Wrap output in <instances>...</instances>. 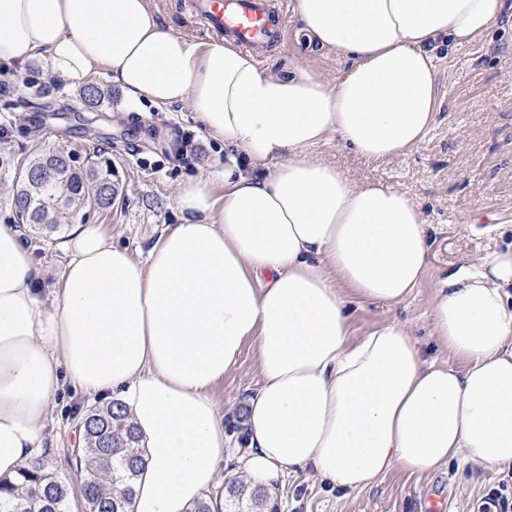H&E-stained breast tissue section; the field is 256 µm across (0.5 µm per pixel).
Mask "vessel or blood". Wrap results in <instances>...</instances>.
<instances>
[{
    "instance_id": "obj_1",
    "label": "vessel or blood",
    "mask_w": 512,
    "mask_h": 512,
    "mask_svg": "<svg viewBox=\"0 0 512 512\" xmlns=\"http://www.w3.org/2000/svg\"><path fill=\"white\" fill-rule=\"evenodd\" d=\"M207 29L229 36L243 48H262L272 41L288 15L286 0H192Z\"/></svg>"
}]
</instances>
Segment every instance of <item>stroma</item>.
Returning a JSON list of instances; mask_svg holds the SVG:
<instances>
[{
	"label": "stroma",
	"instance_id": "1",
	"mask_svg": "<svg viewBox=\"0 0 512 512\" xmlns=\"http://www.w3.org/2000/svg\"><path fill=\"white\" fill-rule=\"evenodd\" d=\"M151 8L176 33L208 41L192 19L187 0H150ZM299 22L289 17L280 37L260 53L269 72L283 75L289 66H308L329 79L346 67L333 52L311 51L298 35ZM437 118L422 143L398 158L373 162L328 140L314 150L334 164L355 185L377 181L405 192L420 207L433 239L428 272L402 303L386 306L351 299V326L356 336L375 325L406 324L430 357L450 361L431 336L430 305L444 279L458 267L477 263L492 251L512 244V12L495 22L478 43L437 53ZM56 81L58 91L46 109L31 107L35 86ZM89 82L111 89L112 99L98 111L78 109L81 82L55 79L49 63H0V128L19 158L53 146L86 153L98 149L112 160L118 194L112 209L92 214L114 243L144 260L162 231L179 224L178 185L190 177L209 178L215 195L224 192V147L200 129L188 104L131 111L120 88L104 72ZM196 148L189 162L176 158L183 134ZM21 238L41 270L43 288H52L65 262L60 244L72 227L45 238L28 225L18 226ZM252 348H244L237 364L212 391L233 436L244 429L246 407L257 388ZM95 404L70 383L52 397L40 457L49 472L69 489L71 512H85L80 496L81 475L72 466L76 424ZM512 478L508 468H489L452 460L427 475L390 471L379 482L353 492L322 481L312 472L286 474L271 493L280 512H426L429 499L448 501L449 512H476L488 490Z\"/></svg>",
	"mask_w": 512,
	"mask_h": 512
}]
</instances>
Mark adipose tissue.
<instances>
[{"label": "adipose tissue", "mask_w": 512, "mask_h": 512, "mask_svg": "<svg viewBox=\"0 0 512 512\" xmlns=\"http://www.w3.org/2000/svg\"><path fill=\"white\" fill-rule=\"evenodd\" d=\"M506 0H295L311 46L346 58L337 80L271 74L233 42H195L148 0H0V62L43 59L61 77L101 70L132 102L189 104L228 149L224 194L178 188L183 223L144 262L100 225L71 232L60 280L0 224V476L39 458L61 378L125 404L148 461L131 512H189L214 496L230 445L215 385L253 346L259 388L242 457L251 488L312 470L356 491L391 470L458 458L512 466V247L462 267L430 308L428 358L408 326L351 333L348 297L397 305L422 281L431 238L418 205L352 185L312 155L334 138L374 161L435 122L440 45L473 44Z\"/></svg>", "instance_id": "obj_1"}]
</instances>
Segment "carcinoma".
Masks as SVG:
<instances>
[{"label":"carcinoma","instance_id":"1","mask_svg":"<svg viewBox=\"0 0 512 512\" xmlns=\"http://www.w3.org/2000/svg\"><path fill=\"white\" fill-rule=\"evenodd\" d=\"M105 93L91 83L80 91V104L99 109ZM13 174L9 205L20 224L55 232L90 211L112 208L117 189L112 160L101 154L81 157L71 150L43 152L25 161L0 150V176ZM86 447L79 457L81 495L86 512H130L135 481L146 463L132 418L120 402L97 406L83 416ZM224 512H276L261 490L243 485L228 489ZM0 512H70L69 492L40 463L17 478H0Z\"/></svg>","mask_w":512,"mask_h":512}]
</instances>
